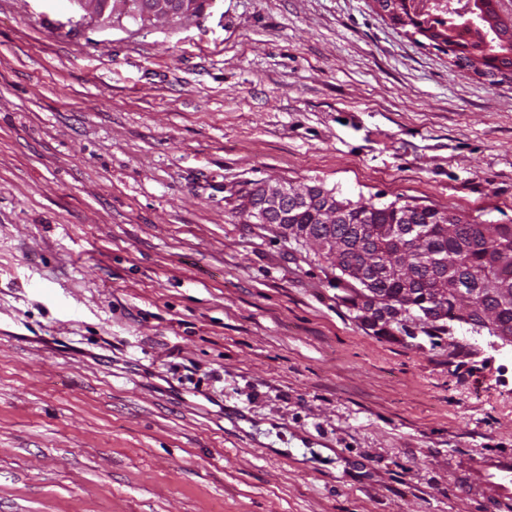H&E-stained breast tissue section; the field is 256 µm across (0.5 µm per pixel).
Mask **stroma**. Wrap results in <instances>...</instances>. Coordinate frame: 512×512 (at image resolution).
Instances as JSON below:
<instances>
[{"label":"stroma","instance_id":"35a3bbf8","mask_svg":"<svg viewBox=\"0 0 512 512\" xmlns=\"http://www.w3.org/2000/svg\"><path fill=\"white\" fill-rule=\"evenodd\" d=\"M265 181L512 224V79L373 0H0V512H484L512 347L355 319ZM79 1L80 0H77L76 2L78 3ZM103 1H105V2H103ZM81 3H82V8L79 3H78V5L85 12V15L92 16L95 18L98 16L100 8L103 4H105V6L112 5V14L107 13L105 16H103L100 19L101 21L111 20V18H112V20H114V19L119 20L122 17H127V18H131L134 21H137V22L139 21V22H141V24H145L146 22H152V21L144 18L143 15H141V14L136 15V14L124 12L121 9V7L119 6L117 0H81Z\"/></svg>","mask_w":512,"mask_h":512}]
</instances>
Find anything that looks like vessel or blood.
Instances as JSON below:
<instances>
[{"label": "vessel or blood", "mask_w": 512, "mask_h": 512, "mask_svg": "<svg viewBox=\"0 0 512 512\" xmlns=\"http://www.w3.org/2000/svg\"><path fill=\"white\" fill-rule=\"evenodd\" d=\"M464 478L486 490L491 512H512V451L471 458Z\"/></svg>", "instance_id": "b4317fda"}]
</instances>
